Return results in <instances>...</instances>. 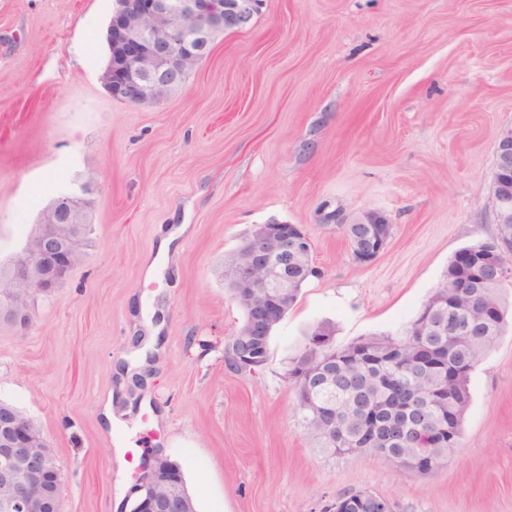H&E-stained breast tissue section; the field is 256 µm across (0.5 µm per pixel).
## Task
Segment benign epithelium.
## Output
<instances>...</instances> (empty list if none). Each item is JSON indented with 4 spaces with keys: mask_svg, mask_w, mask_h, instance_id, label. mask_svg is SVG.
I'll list each match as a JSON object with an SVG mask.
<instances>
[{
    "mask_svg": "<svg viewBox=\"0 0 512 512\" xmlns=\"http://www.w3.org/2000/svg\"><path fill=\"white\" fill-rule=\"evenodd\" d=\"M263 0H117L108 27L110 58L102 82L112 99L160 103L208 54L215 37L247 27ZM496 223L512 224V128L494 143ZM67 195L41 214L23 248L0 274V322L26 328L29 299L62 287L82 254L85 195ZM312 240L297 224H257L224 262V282L244 315L230 354L253 371L274 328L295 304L294 289L316 270ZM42 434L13 406L0 404V512H62L63 477ZM124 512H194L181 473L154 455L139 469Z\"/></svg>",
    "mask_w": 512,
    "mask_h": 512,
    "instance_id": "1",
    "label": "benign epithelium"
}]
</instances>
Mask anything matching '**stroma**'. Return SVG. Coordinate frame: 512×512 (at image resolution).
Instances as JSON below:
<instances>
[{"label":"stroma","mask_w":512,"mask_h":512,"mask_svg":"<svg viewBox=\"0 0 512 512\" xmlns=\"http://www.w3.org/2000/svg\"><path fill=\"white\" fill-rule=\"evenodd\" d=\"M114 0H0V264L57 197L90 240L24 331L0 324V402L49 442L63 512H120L142 456L181 468L196 512H322L367 490L396 512H512V329L471 375L461 444L428 476L316 448L285 374L307 333L400 337L460 248L495 236L494 141L512 127V0H263L159 104L101 76ZM392 234L357 263L336 229ZM301 225L309 278L267 363L231 372L243 322L222 271L254 225ZM185 226L155 278L162 232ZM159 364L121 379L143 314ZM119 398L120 422L101 406Z\"/></svg>","instance_id":"stroma-1"}]
</instances>
